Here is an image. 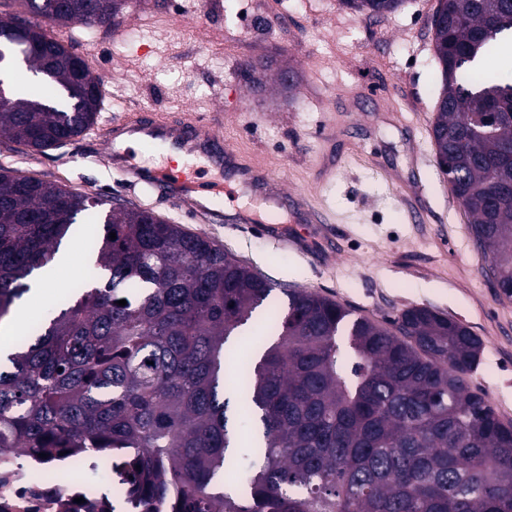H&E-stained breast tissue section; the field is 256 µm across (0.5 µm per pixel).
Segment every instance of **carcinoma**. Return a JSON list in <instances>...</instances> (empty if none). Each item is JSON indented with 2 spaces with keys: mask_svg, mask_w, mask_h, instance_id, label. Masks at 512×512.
Returning <instances> with one entry per match:
<instances>
[{
  "mask_svg": "<svg viewBox=\"0 0 512 512\" xmlns=\"http://www.w3.org/2000/svg\"><path fill=\"white\" fill-rule=\"evenodd\" d=\"M129 2L21 0L0 17V65L23 55L58 95L5 88L0 141L41 151L95 123L100 85L47 25L113 28ZM341 3L382 17L404 0ZM430 30L442 84L433 151L511 301L512 75L490 62L512 35V0H438ZM272 66L249 58L239 75L262 90ZM81 216L104 225L86 241L96 277L6 356L0 448L110 450L131 494L176 512H512V424L467 382L482 342L430 307L384 325L284 288L283 312L268 304L270 281L208 238L0 166V320ZM257 320L267 336L228 396L225 361ZM241 411L255 423L249 477L227 487Z\"/></svg>",
  "mask_w": 512,
  "mask_h": 512,
  "instance_id": "cac0c4a2",
  "label": "carcinoma"
}]
</instances>
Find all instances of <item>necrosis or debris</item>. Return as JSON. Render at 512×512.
Returning a JSON list of instances; mask_svg holds the SVG:
<instances>
[{
	"instance_id": "4bbe7bcc",
	"label": "necrosis or debris",
	"mask_w": 512,
	"mask_h": 512,
	"mask_svg": "<svg viewBox=\"0 0 512 512\" xmlns=\"http://www.w3.org/2000/svg\"><path fill=\"white\" fill-rule=\"evenodd\" d=\"M128 493L108 452L42 458L26 449L0 451V512H151Z\"/></svg>"
}]
</instances>
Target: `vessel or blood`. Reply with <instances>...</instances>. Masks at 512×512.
I'll return each mask as SVG.
<instances>
[{
  "label": "vessel or blood",
  "mask_w": 512,
  "mask_h": 512,
  "mask_svg": "<svg viewBox=\"0 0 512 512\" xmlns=\"http://www.w3.org/2000/svg\"><path fill=\"white\" fill-rule=\"evenodd\" d=\"M122 134H138L165 143L176 152L189 156H205L212 167L223 171L227 180L244 183L261 196L278 195L280 200L289 201L291 211L302 214L304 222L314 224L319 220L318 213L310 209L302 197L290 196L284 192L275 193L272 177L242 162L235 149L225 142L223 135L209 127L203 117L163 120L154 110L143 107L125 114L116 125L104 130L108 144L113 147L117 137ZM112 165L127 181L166 192L176 205L184 207L194 216L207 221L213 220L211 207L201 202L199 185L185 170L175 166L164 169L141 167L131 162L125 152L115 147L112 152Z\"/></svg>",
  "instance_id": "obj_1"
}]
</instances>
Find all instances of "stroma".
Returning <instances> with one entry per match:
<instances>
[{
    "instance_id": "obj_1",
    "label": "stroma",
    "mask_w": 512,
    "mask_h": 512,
    "mask_svg": "<svg viewBox=\"0 0 512 512\" xmlns=\"http://www.w3.org/2000/svg\"><path fill=\"white\" fill-rule=\"evenodd\" d=\"M437 0H406L371 17L341 0H136L118 29L57 27L60 41L111 92L94 125L45 151L0 143V165L66 188L120 199L209 237L272 283L320 293L377 320L425 305L467 325L483 343L471 389L487 393L512 423V301L484 273L469 218L438 167L430 126L440 89L427 23ZM273 56L292 91H254L241 61ZM205 116L248 165L299 195L322 221L268 213L251 197L255 223L223 208L211 224L159 192L127 182L100 131L126 111ZM426 222L413 219L414 210ZM265 228H257V221ZM68 240L72 264L45 295L52 305L92 264Z\"/></svg>"
}]
</instances>
